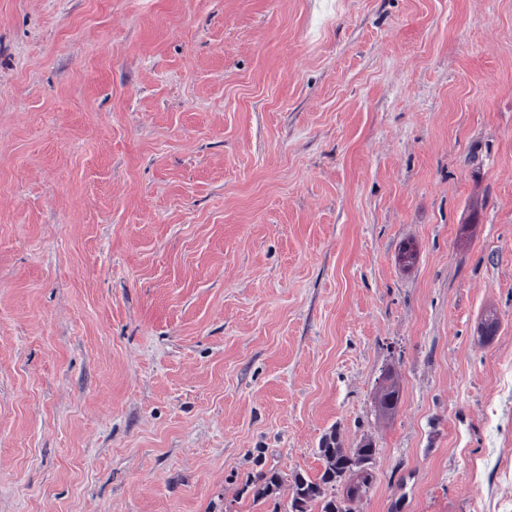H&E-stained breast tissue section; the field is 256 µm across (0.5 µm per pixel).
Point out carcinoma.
<instances>
[{"label": "carcinoma", "instance_id": "cac0c4a2", "mask_svg": "<svg viewBox=\"0 0 512 512\" xmlns=\"http://www.w3.org/2000/svg\"><path fill=\"white\" fill-rule=\"evenodd\" d=\"M318 451L325 462L322 474L315 480L294 474L290 480L288 501L275 503L274 512H309L314 502L320 504V512H351L347 502L367 492L372 479L368 469L374 454L371 445L350 451L342 446L336 435L331 434L322 440ZM354 472L360 473L361 479L358 485L347 489L346 497L338 499L336 494L328 493L336 485L348 482ZM280 483V477L275 474L265 476L253 483V496L257 499L274 498Z\"/></svg>", "mask_w": 512, "mask_h": 512}]
</instances>
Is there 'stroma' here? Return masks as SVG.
Instances as JSON below:
<instances>
[{
    "instance_id": "35a3bbf8",
    "label": "stroma",
    "mask_w": 512,
    "mask_h": 512,
    "mask_svg": "<svg viewBox=\"0 0 512 512\" xmlns=\"http://www.w3.org/2000/svg\"><path fill=\"white\" fill-rule=\"evenodd\" d=\"M329 433L512 512V0H0V512H273Z\"/></svg>"
}]
</instances>
